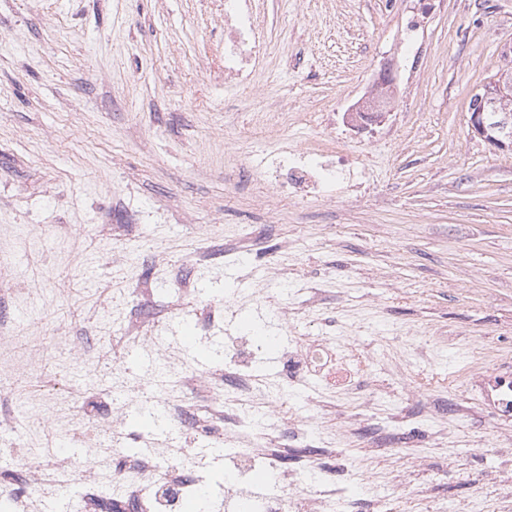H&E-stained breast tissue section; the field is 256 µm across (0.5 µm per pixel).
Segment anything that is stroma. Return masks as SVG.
I'll return each mask as SVG.
<instances>
[{"label": "stroma", "instance_id": "35a3bbf8", "mask_svg": "<svg viewBox=\"0 0 512 512\" xmlns=\"http://www.w3.org/2000/svg\"><path fill=\"white\" fill-rule=\"evenodd\" d=\"M271 46L254 88L224 87V0H0V251L11 252L24 293L9 319L49 352L59 312L127 316L138 300L112 269L102 226L129 225V271L155 310L189 278L199 302L234 294L263 310L253 289L281 302L293 291L271 278L282 254L299 283H319L321 325L360 319V340L402 360L377 388L454 394L477 402L463 373L490 342L512 355V151L474 136L472 93L504 65L512 0H259ZM414 45L403 35L412 17ZM391 87L384 125L360 127L350 154L365 183L341 197L275 201L257 172L276 142L304 148L365 104L381 72ZM287 110L288 122L259 125ZM252 170L240 173L242 159ZM261 224L260 252L216 254L191 267L203 229L230 242ZM291 252L281 253L283 244ZM0 391V484L26 485ZM418 452L357 445L363 474H407L406 512H495L512 474V420L475 413L462 423L420 422ZM448 434L433 447L432 433ZM110 465L66 493L42 491L41 512H133L107 486Z\"/></svg>", "mask_w": 512, "mask_h": 512}]
</instances>
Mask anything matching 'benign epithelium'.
Returning a JSON list of instances; mask_svg holds the SVG:
<instances>
[{"mask_svg":"<svg viewBox=\"0 0 512 512\" xmlns=\"http://www.w3.org/2000/svg\"><path fill=\"white\" fill-rule=\"evenodd\" d=\"M512 93V66L499 69L470 98L471 132L499 150L512 151V113L499 106V99Z\"/></svg>","mask_w":512,"mask_h":512,"instance_id":"7a95c632","label":"benign epithelium"}]
</instances>
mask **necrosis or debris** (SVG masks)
I'll return each mask as SVG.
<instances>
[{
    "mask_svg": "<svg viewBox=\"0 0 512 512\" xmlns=\"http://www.w3.org/2000/svg\"><path fill=\"white\" fill-rule=\"evenodd\" d=\"M268 35L260 21L257 0H224V86L249 89L257 66L266 54ZM346 136L328 132L319 143L302 151L283 149L268 159L266 176L274 195L281 199L304 193L332 196L345 193L359 179L347 155ZM241 301L230 295L223 310L202 305L194 298L190 285L178 288L175 302L169 303L165 315L131 311L127 324L106 323L90 319L77 323L67 317L57 323L53 336L67 346L66 356L58 360L49 356L40 340L23 336L21 329L0 318V385L13 395L16 411L13 423L25 426L18 445L26 451L25 462L32 476L30 493L16 497L8 487L0 489V498L13 501L16 512H36L37 495L47 482V469H55L67 480L91 481L92 466L74 467L65 460L48 461L46 440L65 435L80 440L83 431L96 434L98 444L91 446L93 458L121 459L112 471V484L136 499L141 512H183L190 488L202 486L201 478L181 470L179 460L186 448L166 442L154 455L130 458L131 433L118 411L94 412L99 394L81 388L62 389L54 376L60 368H97L111 362L113 387L127 388L121 363L125 352L108 356L104 344L114 336H123L129 348L153 352L159 362L176 377L177 388L161 393L157 401L173 427L205 439L218 438L226 445H242V452L229 455V463L274 462L291 448L320 447L324 457L333 462L331 479L308 487L310 472L321 470L319 461H309L295 469H280L275 480L280 488L271 498L267 512H402V501L395 495L367 491L358 495L349 491L356 469L355 460L344 447L357 434H367L383 447H413V429L419 415L432 418L451 415L461 418L462 410L452 397L431 399L414 413L395 401L387 417L367 422L356 415H343L338 430L323 427L319 417L284 412L280 397L271 392L267 382L247 369L240 361L237 348H230L222 365L204 373L189 372L179 351L164 345L162 332L167 319L188 313L198 325L211 326L217 315L235 317ZM373 359L365 356L355 341L330 336L295 338L283 354L278 386L293 389L313 379L319 382L325 406H333L336 395L355 393L363 406L374 405L377 390L371 389ZM468 385L479 388L483 409L497 416L512 417V371L504 369L492 347L476 353L465 374ZM265 414L273 418L287 416L288 425L271 434L255 433L252 417Z\"/></svg>",
    "mask_w": 512,
    "mask_h": 512,
    "instance_id": "1",
    "label": "necrosis or debris"
}]
</instances>
